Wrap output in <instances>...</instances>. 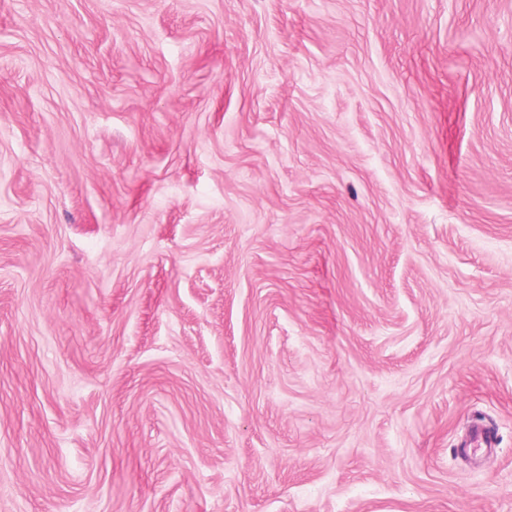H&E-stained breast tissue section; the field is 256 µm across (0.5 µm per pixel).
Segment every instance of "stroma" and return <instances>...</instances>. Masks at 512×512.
I'll use <instances>...</instances> for the list:
<instances>
[{
	"label": "stroma",
	"instance_id": "1",
	"mask_svg": "<svg viewBox=\"0 0 512 512\" xmlns=\"http://www.w3.org/2000/svg\"><path fill=\"white\" fill-rule=\"evenodd\" d=\"M0 512H512V0H0Z\"/></svg>",
	"mask_w": 512,
	"mask_h": 512
}]
</instances>
